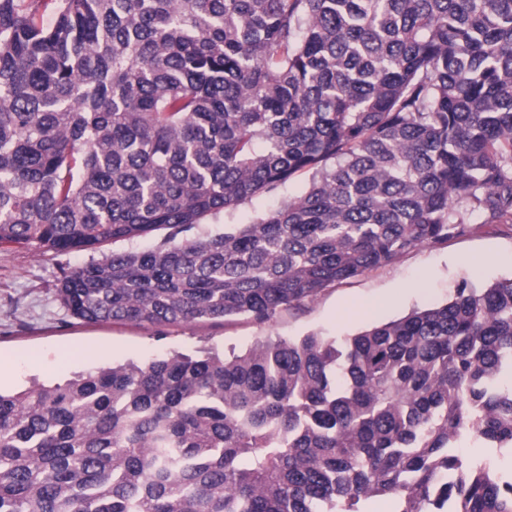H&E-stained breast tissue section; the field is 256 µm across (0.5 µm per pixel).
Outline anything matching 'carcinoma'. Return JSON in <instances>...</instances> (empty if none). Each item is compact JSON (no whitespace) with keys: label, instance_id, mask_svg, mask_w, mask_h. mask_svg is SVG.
Returning a JSON list of instances; mask_svg holds the SVG:
<instances>
[{"label":"carcinoma","instance_id":"obj_1","mask_svg":"<svg viewBox=\"0 0 512 512\" xmlns=\"http://www.w3.org/2000/svg\"><path fill=\"white\" fill-rule=\"evenodd\" d=\"M474 215L512 226V0H0V244L168 231L63 273L79 320L262 324ZM463 438L512 448V279L0 394V512H512ZM309 185V174L292 178L288 185L274 195H259L239 205L234 211L208 216L190 231L181 234L188 237H203L224 232V227L233 224H249L260 215L277 208L286 199L297 198L305 193Z\"/></svg>","mask_w":512,"mask_h":512}]
</instances>
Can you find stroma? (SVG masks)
Here are the masks:
<instances>
[{"label": "stroma", "instance_id": "stroma-1", "mask_svg": "<svg viewBox=\"0 0 512 512\" xmlns=\"http://www.w3.org/2000/svg\"><path fill=\"white\" fill-rule=\"evenodd\" d=\"M308 174L292 178L274 195H259L234 211L206 217L194 237L247 224L301 196ZM100 252L42 253L32 247L0 245V355L11 359V376L1 392L24 389L32 381H61L101 366L145 362L172 352L204 348L242 352L260 338L296 340L309 334L344 340L412 310L445 303L462 281L489 284L512 276V227L472 222L469 231L447 242L410 251L392 263L325 288L314 300L279 312L258 324L245 317L196 321L167 328L120 323L90 324L60 303L62 273L100 259ZM95 355H86V348Z\"/></svg>", "mask_w": 512, "mask_h": 512}]
</instances>
